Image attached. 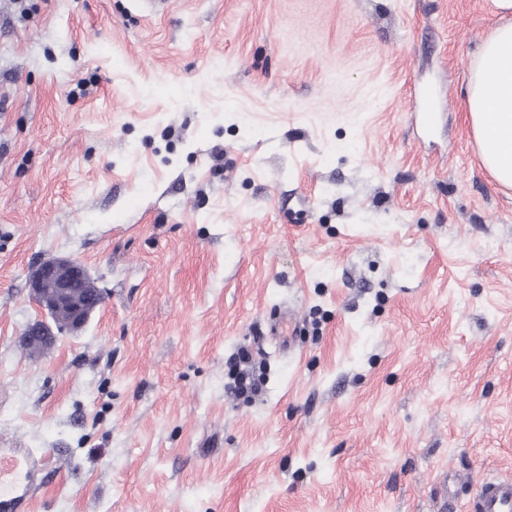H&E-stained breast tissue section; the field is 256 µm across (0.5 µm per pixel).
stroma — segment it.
<instances>
[{"mask_svg": "<svg viewBox=\"0 0 512 512\" xmlns=\"http://www.w3.org/2000/svg\"><path fill=\"white\" fill-rule=\"evenodd\" d=\"M499 22L0 0V448L49 460L24 512H465L512 476V189L465 109ZM53 258L104 299L34 352ZM229 374L234 380V391L237 393H257L261 389V378L253 372L240 370L237 363L231 367Z\"/></svg>", "mask_w": 512, "mask_h": 512, "instance_id": "1", "label": "stroma"}]
</instances>
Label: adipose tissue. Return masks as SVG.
Here are the masks:
<instances>
[{"label": "adipose tissue", "mask_w": 512, "mask_h": 512, "mask_svg": "<svg viewBox=\"0 0 512 512\" xmlns=\"http://www.w3.org/2000/svg\"><path fill=\"white\" fill-rule=\"evenodd\" d=\"M507 19L482 44L466 110L484 166L512 188V0H493Z\"/></svg>", "instance_id": "adipose-tissue-1"}]
</instances>
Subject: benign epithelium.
Here are the masks:
<instances>
[{
	"label": "benign epithelium",
	"mask_w": 512,
	"mask_h": 512,
	"mask_svg": "<svg viewBox=\"0 0 512 512\" xmlns=\"http://www.w3.org/2000/svg\"><path fill=\"white\" fill-rule=\"evenodd\" d=\"M89 280L86 268L72 259L46 260L33 270L32 293L58 331L81 328L100 304L101 292L84 297L76 291L81 283ZM53 336L52 327L42 321L29 326L24 333L31 349L46 347Z\"/></svg>",
	"instance_id": "1"
}]
</instances>
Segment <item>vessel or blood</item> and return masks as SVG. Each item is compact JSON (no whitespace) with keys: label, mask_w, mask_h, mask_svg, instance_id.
I'll list each match as a JSON object with an SVG mask.
<instances>
[{"label":"vessel or blood","mask_w":512,"mask_h":512,"mask_svg":"<svg viewBox=\"0 0 512 512\" xmlns=\"http://www.w3.org/2000/svg\"><path fill=\"white\" fill-rule=\"evenodd\" d=\"M46 460L28 448H0V512H18L28 500L35 469ZM468 512H512V478L483 479Z\"/></svg>","instance_id":"b4317fda"}]
</instances>
